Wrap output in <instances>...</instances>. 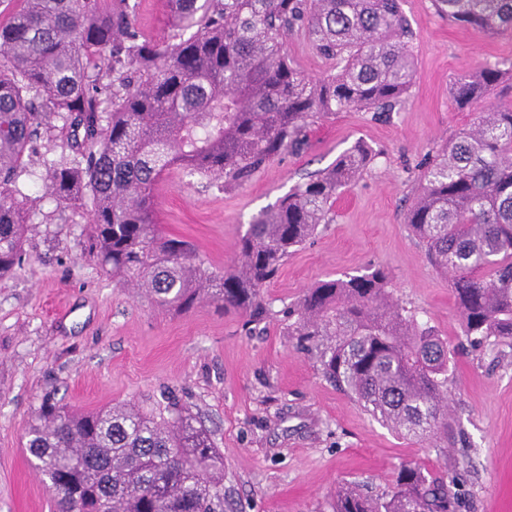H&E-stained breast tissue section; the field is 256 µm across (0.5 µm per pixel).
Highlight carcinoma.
<instances>
[{
  "label": "carcinoma",
  "mask_w": 512,
  "mask_h": 512,
  "mask_svg": "<svg viewBox=\"0 0 512 512\" xmlns=\"http://www.w3.org/2000/svg\"><path fill=\"white\" fill-rule=\"evenodd\" d=\"M0 20V278L23 261L27 197L12 188L56 117L62 154L44 187L87 207L91 248L112 277L187 312L210 301L258 325L263 288L332 221L337 197L374 161L358 141L334 166L296 185L238 238V266L202 267L191 243L154 220L157 186L174 169L232 191L268 163L304 149L311 125L338 112L387 117L415 66L402 0H169L165 41L135 24L129 0H15ZM436 12L491 34L512 30V0H432ZM302 33L332 70L309 78L283 38ZM512 66L487 63L454 87L477 121L418 176L405 223L451 276L462 335L512 340V104H491ZM288 335L322 376L398 433L448 447V344L394 300L382 267L308 289L283 310ZM56 512H224V457L186 409L115 406L69 411L45 401L25 433ZM444 476L404 462L388 491L350 481L336 512H456Z\"/></svg>",
  "instance_id": "cac0c4a2"
}]
</instances>
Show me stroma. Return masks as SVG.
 Wrapping results in <instances>:
<instances>
[{
  "label": "stroma",
  "mask_w": 512,
  "mask_h": 512,
  "mask_svg": "<svg viewBox=\"0 0 512 512\" xmlns=\"http://www.w3.org/2000/svg\"><path fill=\"white\" fill-rule=\"evenodd\" d=\"M403 11L416 77L390 118L339 112L319 120L304 150L231 192L176 169L155 193L163 231L191 242L205 268L220 272L235 265V242L261 209L356 142L371 147L373 165L337 199L333 222L265 287L274 316L255 332L215 304L177 312L120 286L87 249L88 209L44 192V163L61 153L58 129L44 132L15 182L28 197L27 259L0 279V512L53 508L24 448L47 399L83 412L189 408L224 455V512H334L338 485L356 480L383 492L407 461L458 471L459 512H512V346L470 347L450 276L404 222L420 165L479 115L476 104L458 109L453 85L485 63L511 64L512 31L489 36L453 24L432 0H403ZM136 23L166 40L168 0H137ZM372 266L388 271L398 303L453 351L448 405L464 444L436 448L394 433L326 382L288 336L284 308L317 281Z\"/></svg>",
  "instance_id": "35a3bbf8"
}]
</instances>
